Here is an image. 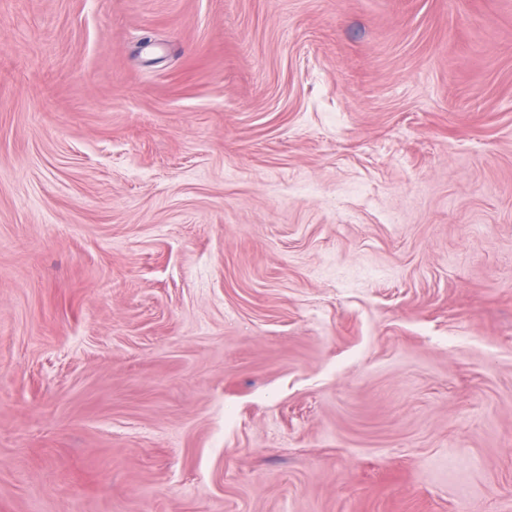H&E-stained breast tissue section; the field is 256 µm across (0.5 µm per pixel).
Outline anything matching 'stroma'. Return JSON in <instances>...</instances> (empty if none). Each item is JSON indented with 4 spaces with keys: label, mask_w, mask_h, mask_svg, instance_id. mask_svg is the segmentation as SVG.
<instances>
[{
    "label": "stroma",
    "mask_w": 512,
    "mask_h": 512,
    "mask_svg": "<svg viewBox=\"0 0 512 512\" xmlns=\"http://www.w3.org/2000/svg\"><path fill=\"white\" fill-rule=\"evenodd\" d=\"M0 512H512V0H0Z\"/></svg>",
    "instance_id": "35a3bbf8"
}]
</instances>
